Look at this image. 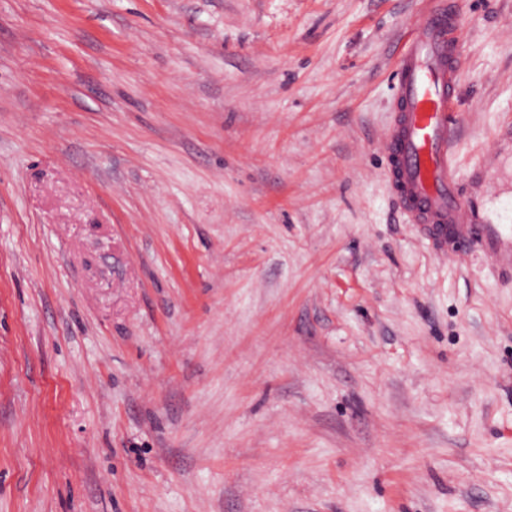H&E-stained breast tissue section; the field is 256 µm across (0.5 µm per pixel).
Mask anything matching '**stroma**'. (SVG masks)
Listing matches in <instances>:
<instances>
[{
    "label": "stroma",
    "mask_w": 512,
    "mask_h": 512,
    "mask_svg": "<svg viewBox=\"0 0 512 512\" xmlns=\"http://www.w3.org/2000/svg\"><path fill=\"white\" fill-rule=\"evenodd\" d=\"M426 0H0V512H512V282L379 139ZM512 187V0H458Z\"/></svg>",
    "instance_id": "obj_1"
}]
</instances>
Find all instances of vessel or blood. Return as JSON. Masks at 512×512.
I'll return each mask as SVG.
<instances>
[{"instance_id":"b4317fda","label":"vessel or blood","mask_w":512,"mask_h":512,"mask_svg":"<svg viewBox=\"0 0 512 512\" xmlns=\"http://www.w3.org/2000/svg\"><path fill=\"white\" fill-rule=\"evenodd\" d=\"M460 40L456 0H430L396 55L393 116L381 144L400 207L434 250L479 253L511 281L512 192L483 211L457 176Z\"/></svg>"}]
</instances>
